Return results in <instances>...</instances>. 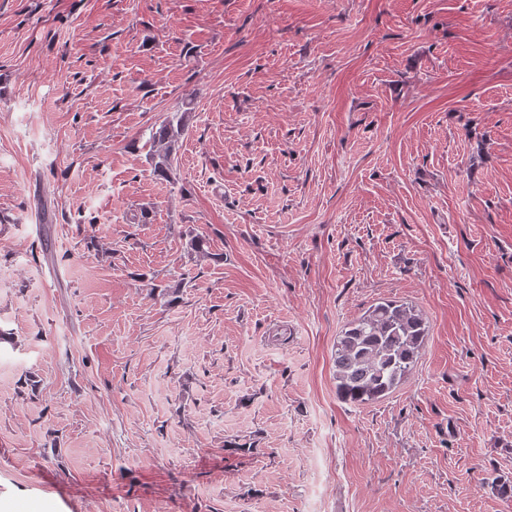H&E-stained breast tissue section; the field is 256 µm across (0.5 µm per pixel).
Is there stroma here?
<instances>
[{"label":"stroma","instance_id":"obj_1","mask_svg":"<svg viewBox=\"0 0 512 512\" xmlns=\"http://www.w3.org/2000/svg\"><path fill=\"white\" fill-rule=\"evenodd\" d=\"M0 216V512H512V0H0ZM187 110L172 112L149 134V165L156 176L169 182L172 180L179 143L188 127L190 111ZM428 335L412 303L387 301L350 323L336 343V389L346 403L363 406L395 391L416 368Z\"/></svg>","mask_w":512,"mask_h":512}]
</instances>
